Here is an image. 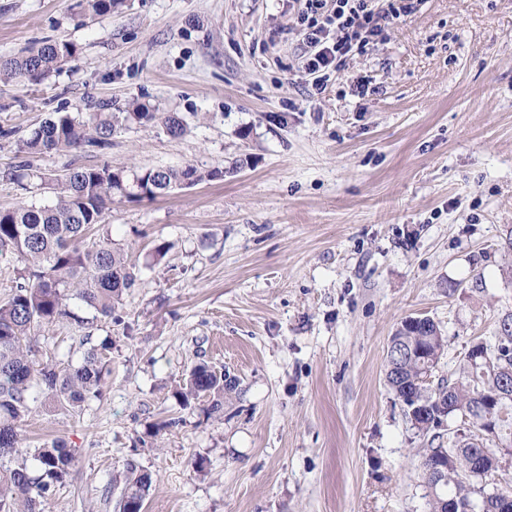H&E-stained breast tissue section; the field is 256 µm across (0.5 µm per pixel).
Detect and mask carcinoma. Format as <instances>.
Masks as SVG:
<instances>
[{"label":"carcinoma","mask_w":512,"mask_h":512,"mask_svg":"<svg viewBox=\"0 0 512 512\" xmlns=\"http://www.w3.org/2000/svg\"><path fill=\"white\" fill-rule=\"evenodd\" d=\"M92 16L110 15L123 0H82ZM71 42L44 43L28 55L0 62V79L19 84L40 83L76 57ZM159 122L171 136H179L185 123L175 113L162 115L135 103L121 112L111 104L83 121L68 113L57 114L17 143L22 161L9 172L17 182L27 176L29 157L64 150L103 151L112 146V135L128 123ZM224 176V171L150 168L128 174L110 164L77 166L53 175L49 181L55 200L48 205L0 209V254L15 255L23 267L10 297L0 303V512H44L55 488L65 482L75 465V449L61 439L38 448L23 445L21 427L35 404L49 409L58 405L80 412L102 395L110 346L102 342L86 350L82 361L63 364L53 358L35 359L31 335L42 324L72 320L80 327L97 319L121 321L117 315L123 294L135 285L134 266L105 229V211L116 195L155 198L174 189L191 187ZM104 231L86 247L77 242L95 227ZM78 299L93 312L81 317L69 309ZM487 348L488 360L477 364L462 357L458 371L438 379L436 385L421 381L436 372L446 339L431 318L419 322L403 319L389 339L385 380L406 408L416 432L429 437L430 448L421 462L428 489L430 512H448L447 500L471 504L472 512H500L503 495L512 498V484L493 470L472 475V464L484 454L490 439L512 448V311L503 313L494 336L477 341ZM239 381L200 364L191 371L178 400L210 397V412L224 407V392L237 389ZM460 423L474 443L466 448L444 446L442 412ZM152 487L151 474L135 463L127 465L119 512H143Z\"/></svg>","instance_id":"obj_1"}]
</instances>
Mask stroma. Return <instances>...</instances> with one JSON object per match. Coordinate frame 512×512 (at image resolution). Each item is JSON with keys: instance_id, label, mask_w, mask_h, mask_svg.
Returning a JSON list of instances; mask_svg holds the SVG:
<instances>
[{"instance_id": "stroma-1", "label": "stroma", "mask_w": 512, "mask_h": 512, "mask_svg": "<svg viewBox=\"0 0 512 512\" xmlns=\"http://www.w3.org/2000/svg\"><path fill=\"white\" fill-rule=\"evenodd\" d=\"M300 9L125 0L92 18L79 0H0V58L79 48L40 84L0 81L1 209L54 198L6 178L17 141L101 102L175 112L186 130L130 123L105 151L40 155L34 170L225 171L109 205L136 266L121 323L35 328L39 358L66 364L112 342L102 400L22 426L28 447L58 437L76 452L50 512H117L131 461L153 477L144 512H429L428 443L384 359L398 323L427 316L448 375L512 311V0H423L320 88ZM202 362L240 381L223 414L174 396Z\"/></svg>"}]
</instances>
